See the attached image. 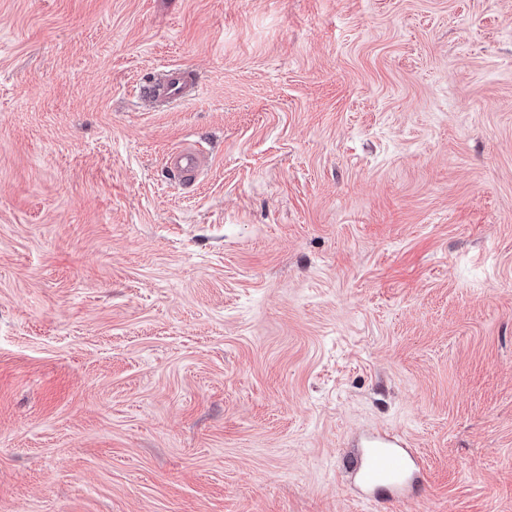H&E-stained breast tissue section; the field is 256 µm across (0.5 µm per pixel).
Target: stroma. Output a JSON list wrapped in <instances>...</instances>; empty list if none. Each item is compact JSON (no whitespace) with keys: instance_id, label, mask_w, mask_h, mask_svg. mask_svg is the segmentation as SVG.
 <instances>
[{"instance_id":"obj_1","label":"stroma","mask_w":512,"mask_h":512,"mask_svg":"<svg viewBox=\"0 0 512 512\" xmlns=\"http://www.w3.org/2000/svg\"><path fill=\"white\" fill-rule=\"evenodd\" d=\"M0 512H512V0H0ZM196 87L191 71L170 67L143 86L140 101L144 107L150 108L172 106L190 99ZM203 158L202 149L181 147L168 156L167 166L174 178L192 185L201 170ZM356 468L363 488L385 490L389 499L401 497L411 477L410 456L394 439L382 434L366 440Z\"/></svg>"}]
</instances>
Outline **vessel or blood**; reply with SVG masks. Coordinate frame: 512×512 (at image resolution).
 <instances>
[{
    "label": "vessel or blood",
    "instance_id": "vessel-or-blood-1",
    "mask_svg": "<svg viewBox=\"0 0 512 512\" xmlns=\"http://www.w3.org/2000/svg\"><path fill=\"white\" fill-rule=\"evenodd\" d=\"M195 89L191 71L170 67L143 86L140 101L150 108L172 106L190 99ZM203 158L202 149L182 147L169 155L167 166L174 178L190 185L201 170ZM357 474L363 488L384 490L389 498H398L410 480V457L394 439L382 434L373 435L366 441Z\"/></svg>",
    "mask_w": 512,
    "mask_h": 512
}]
</instances>
